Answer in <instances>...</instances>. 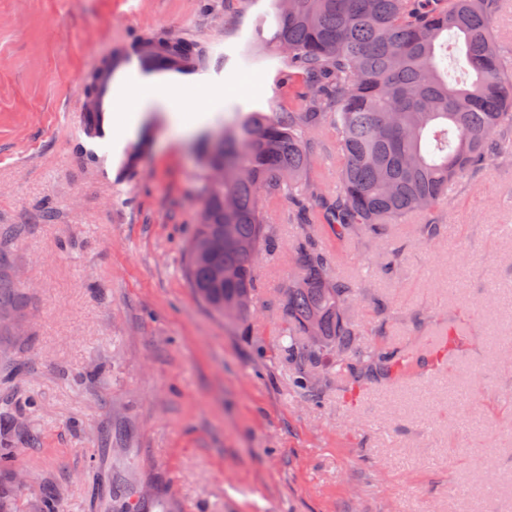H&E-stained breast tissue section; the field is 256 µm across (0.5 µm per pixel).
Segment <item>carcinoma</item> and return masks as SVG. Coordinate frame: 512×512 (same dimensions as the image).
Returning a JSON list of instances; mask_svg holds the SVG:
<instances>
[{"label": "carcinoma", "mask_w": 512, "mask_h": 512, "mask_svg": "<svg viewBox=\"0 0 512 512\" xmlns=\"http://www.w3.org/2000/svg\"><path fill=\"white\" fill-rule=\"evenodd\" d=\"M501 0H272L268 40L302 81L288 78V106L248 112L224 126L222 149L207 158L201 214L186 246L184 275L196 296L244 323L257 288L255 263L274 245L269 212L291 203L302 224H332L336 238L420 213L422 238L441 232L448 189L488 158L512 151V50L493 35ZM453 48L459 84L441 50ZM156 54L190 55L194 43L146 36ZM336 140L340 182L326 211L307 204L316 132ZM224 240V248L207 244ZM296 274L281 301L283 352L311 399L323 366L359 382L386 375L392 353L359 351L353 292L331 275L326 256L296 248ZM224 268V280L212 277ZM19 285L0 277V311L21 303Z\"/></svg>", "instance_id": "cac0c4a2"}]
</instances>
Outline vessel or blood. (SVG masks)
Masks as SVG:
<instances>
[{
    "label": "vessel or blood",
    "mask_w": 512,
    "mask_h": 512,
    "mask_svg": "<svg viewBox=\"0 0 512 512\" xmlns=\"http://www.w3.org/2000/svg\"><path fill=\"white\" fill-rule=\"evenodd\" d=\"M91 68L98 75L97 85L91 101L78 109L74 133L96 179L116 189L120 182L112 177V114L118 111L120 98L157 85L187 92L193 84L211 78L213 71L203 57L158 59L135 38L104 60L93 61Z\"/></svg>",
    "instance_id": "1"
}]
</instances>
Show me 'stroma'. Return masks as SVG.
<instances>
[{
    "instance_id": "1",
    "label": "stroma",
    "mask_w": 512,
    "mask_h": 512,
    "mask_svg": "<svg viewBox=\"0 0 512 512\" xmlns=\"http://www.w3.org/2000/svg\"><path fill=\"white\" fill-rule=\"evenodd\" d=\"M268 0H0V276L25 298L0 312V473L10 512H512V155L449 191L431 243L410 216L382 235L270 212L244 324L183 276L201 208L204 136L287 102ZM224 52L220 106L192 135L146 112L150 146L113 193L79 155L67 115L94 57L146 34ZM334 195L336 141L308 174ZM359 292L360 347L397 355L389 378L280 355V299L302 240ZM456 338L447 365L429 345Z\"/></svg>"
}]
</instances>
